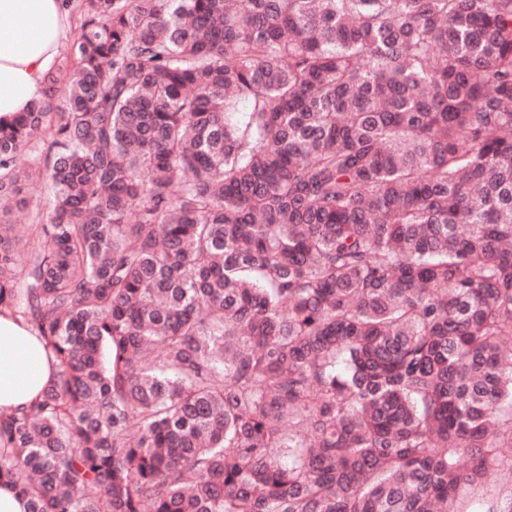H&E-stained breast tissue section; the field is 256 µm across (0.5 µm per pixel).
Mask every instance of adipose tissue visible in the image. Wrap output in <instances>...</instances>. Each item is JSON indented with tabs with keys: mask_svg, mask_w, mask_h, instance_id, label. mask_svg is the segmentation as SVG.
Here are the masks:
<instances>
[{
	"mask_svg": "<svg viewBox=\"0 0 512 512\" xmlns=\"http://www.w3.org/2000/svg\"><path fill=\"white\" fill-rule=\"evenodd\" d=\"M64 0H0V124L44 97L71 34ZM56 367L22 320L0 315V409L27 407Z\"/></svg>",
	"mask_w": 512,
	"mask_h": 512,
	"instance_id": "1",
	"label": "adipose tissue"
}]
</instances>
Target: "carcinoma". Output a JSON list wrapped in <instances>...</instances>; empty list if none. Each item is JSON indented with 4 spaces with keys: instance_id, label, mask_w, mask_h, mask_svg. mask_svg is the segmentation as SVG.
<instances>
[{
    "instance_id": "obj_1",
    "label": "carcinoma",
    "mask_w": 512,
    "mask_h": 512,
    "mask_svg": "<svg viewBox=\"0 0 512 512\" xmlns=\"http://www.w3.org/2000/svg\"><path fill=\"white\" fill-rule=\"evenodd\" d=\"M46 83L0 127V313L57 362L0 414L27 512L512 477V0H86Z\"/></svg>"
}]
</instances>
